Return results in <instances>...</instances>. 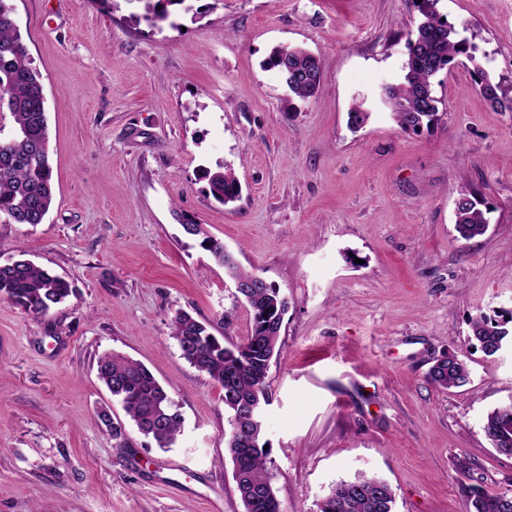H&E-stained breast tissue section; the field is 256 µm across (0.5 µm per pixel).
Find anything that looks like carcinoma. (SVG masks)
I'll return each instance as SVG.
<instances>
[{
  "mask_svg": "<svg viewBox=\"0 0 512 512\" xmlns=\"http://www.w3.org/2000/svg\"><path fill=\"white\" fill-rule=\"evenodd\" d=\"M142 18L156 27L169 20V7L184 0H144ZM439 0L417 4L421 15L416 30L409 33L408 58L403 81L383 89L395 119L405 131L420 133L438 122L436 78L455 65L460 55L472 64L471 75L491 106L512 112V97L479 63L475 48L458 38L456 26L437 9ZM270 64L277 68L289 91L306 100L316 95L321 69L318 60L300 49H276ZM44 88L41 75L29 58L27 47L13 17L10 0H0V109L11 113L15 132L0 140V216L12 224H40L53 204V167ZM207 192L228 205L239 197L237 178L229 167L203 171ZM455 230L470 240L487 231V219L476 197L459 194ZM185 235L199 240L200 247L224 265L238 286L236 292L253 315L251 332L244 343L227 347L224 337L209 331L203 322L182 311L171 324V336L182 358L216 382L223 390L224 411L230 429L224 448L233 463L236 491L245 512H282L281 502L267 467L268 452L261 443L262 420L254 421L248 407L269 404L267 377L277 345L288 300L279 289L242 269L224 242L208 235L197 224L182 225ZM74 293L71 283L50 270L17 259L0 264V298H5L36 315H46ZM470 338L486 356L496 345H512V313L480 314L469 320ZM97 375L112 396L118 398L139 432L160 448L173 445L181 432V415L164 387L142 364L118 354H105L97 361ZM430 382L444 389L469 381L465 361L445 355L428 372ZM484 435L497 452L512 456V403L491 411ZM468 512H512V493L490 494L478 487L466 490ZM319 512H395V496L389 484L376 476L358 475L342 480L319 504Z\"/></svg>",
  "mask_w": 512,
  "mask_h": 512,
  "instance_id": "1",
  "label": "carcinoma"
}]
</instances>
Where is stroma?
Segmentation results:
<instances>
[{"label":"stroma","instance_id":"obj_1","mask_svg":"<svg viewBox=\"0 0 512 512\" xmlns=\"http://www.w3.org/2000/svg\"><path fill=\"white\" fill-rule=\"evenodd\" d=\"M11 4L42 75L55 201L40 224L0 218V264L25 253L77 294L45 316L0 300V512H244L222 390L170 324L183 310L240 344L252 313L186 224L288 300L262 416L283 512H318L360 473L390 484L396 512H466L469 486L512 492V457L483 432L512 402V349L468 340L472 316L512 311V112L460 65L439 75L434 128L398 126L380 87L403 79L413 0H183L158 27L142 0ZM438 9L511 90L512 0ZM293 47L322 69L305 101L268 63ZM225 165L241 185L230 206L200 178ZM465 188L488 221L468 241L454 229ZM110 352L169 391L171 447L99 381ZM446 354L466 385L427 380Z\"/></svg>","mask_w":512,"mask_h":512}]
</instances>
